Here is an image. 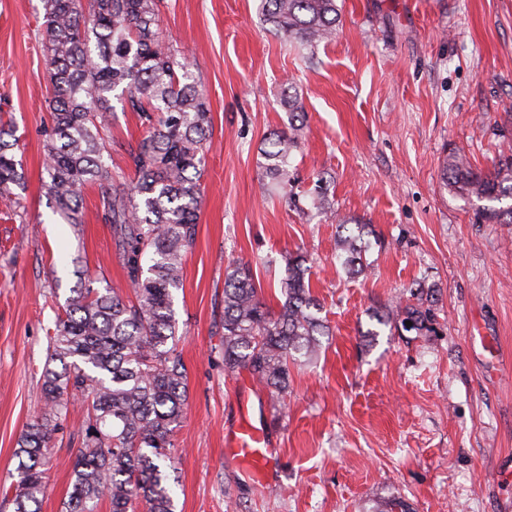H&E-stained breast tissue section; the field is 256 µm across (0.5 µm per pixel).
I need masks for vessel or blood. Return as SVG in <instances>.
Here are the masks:
<instances>
[{
    "label": "vessel or blood",
    "instance_id": "b4317fda",
    "mask_svg": "<svg viewBox=\"0 0 512 512\" xmlns=\"http://www.w3.org/2000/svg\"><path fill=\"white\" fill-rule=\"evenodd\" d=\"M249 390H241L238 403L242 409L237 423L224 434V447L259 476H266L276 453L262 425L257 424L248 411Z\"/></svg>",
    "mask_w": 512,
    "mask_h": 512
}]
</instances>
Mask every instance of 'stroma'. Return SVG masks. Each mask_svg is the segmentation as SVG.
<instances>
[{
  "label": "stroma",
  "mask_w": 512,
  "mask_h": 512,
  "mask_svg": "<svg viewBox=\"0 0 512 512\" xmlns=\"http://www.w3.org/2000/svg\"><path fill=\"white\" fill-rule=\"evenodd\" d=\"M338 4L335 41L311 53L271 33L257 0H165L162 36L188 53L212 115L196 240L174 300L187 370L169 450L175 512H367L392 495L411 512H512V224L476 221L475 203L442 183L450 153L486 172L512 146V0ZM42 16L41 0H0V110L17 123L26 176L20 206L0 220V485L43 406L47 330L71 288L125 280L118 238L97 216L99 188L86 190L77 226L46 195ZM287 84L304 112L298 189L326 174L332 209L371 225L367 274L337 266L326 215L261 193V150L288 126ZM142 133L134 113L115 112L113 169L126 170L123 147ZM297 253L330 333L291 364L283 400L255 389L277 449L258 481L224 450L244 376L224 367V277L248 263L274 307ZM420 283L437 290L432 332L372 321ZM83 418L72 402L41 512L63 510Z\"/></svg>",
  "instance_id": "1"
}]
</instances>
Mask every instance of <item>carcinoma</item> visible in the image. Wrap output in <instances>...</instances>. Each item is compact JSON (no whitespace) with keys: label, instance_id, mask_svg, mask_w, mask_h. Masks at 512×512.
Wrapping results in <instances>:
<instances>
[{"label":"carcinoma","instance_id":"1","mask_svg":"<svg viewBox=\"0 0 512 512\" xmlns=\"http://www.w3.org/2000/svg\"><path fill=\"white\" fill-rule=\"evenodd\" d=\"M41 44L51 85L50 122L45 130L46 193L70 224L80 222L84 190H101L99 211L121 243L126 288L94 287L89 279L70 289L49 329L48 362L42 373L44 406L21 433L9 487L14 512H40L46 452L67 422L72 401L87 404L81 446L65 512H175L166 472L167 449L183 417L186 368L176 351L179 322L173 293L182 286L201 201L203 155L211 124L206 89L190 62L163 43L164 0H42ZM258 11L273 30L304 48L336 37L337 0H259ZM137 115L145 134L126 149L134 178L127 182L107 161L103 131L113 101ZM288 129L262 149L263 188L296 204L289 168L300 148L298 98L284 97ZM14 129L0 124V198L18 200L23 187ZM444 185L482 206L481 221L512 224V153L500 154L493 170L474 168L460 153L442 168ZM340 229L336 261L362 273L366 225ZM280 310L259 295L251 269L235 263L224 278L222 349L224 367L245 370L282 397L289 363L319 347L329 335L317 316L308 269L301 256L288 258ZM419 289L415 302L374 318L419 334L432 330L433 299ZM412 325H406V322ZM370 512H410L398 496L375 502Z\"/></svg>","mask_w":512,"mask_h":512}]
</instances>
